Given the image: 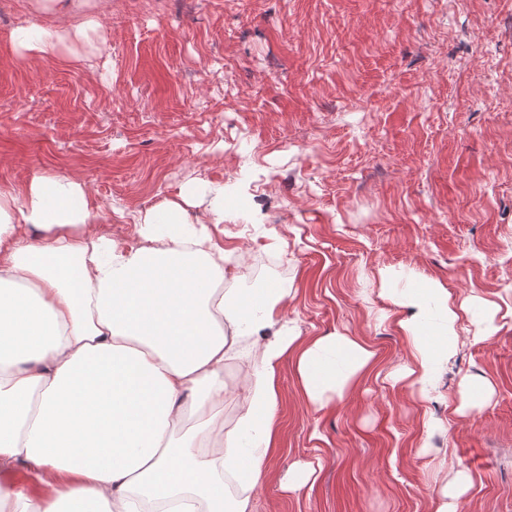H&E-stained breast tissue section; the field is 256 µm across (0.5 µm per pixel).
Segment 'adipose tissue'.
Returning a JSON list of instances; mask_svg holds the SVG:
<instances>
[{"label":"adipose tissue","mask_w":512,"mask_h":512,"mask_svg":"<svg viewBox=\"0 0 512 512\" xmlns=\"http://www.w3.org/2000/svg\"><path fill=\"white\" fill-rule=\"evenodd\" d=\"M98 0H35L50 16L12 43L37 61L102 26ZM84 181L34 171L0 189V512H254L276 449L291 366L314 410L373 373L376 352L341 333L302 336L286 287L221 288L224 189L184 187L134 213L133 240L99 233ZM406 357L391 376L431 400L458 350L461 307L430 280L388 288ZM251 356L237 384L228 363ZM464 378V416L490 401ZM240 410L224 422V402Z\"/></svg>","instance_id":"adipose-tissue-1"}]
</instances>
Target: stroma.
<instances>
[{"label":"stroma","mask_w":512,"mask_h":512,"mask_svg":"<svg viewBox=\"0 0 512 512\" xmlns=\"http://www.w3.org/2000/svg\"><path fill=\"white\" fill-rule=\"evenodd\" d=\"M47 21L0 0V186L80 177L98 231L124 240L131 212L223 184L237 206L215 239L249 254L225 286L290 282L302 335L377 352L376 375L322 411L284 368L255 512H431L434 478L459 469L474 477L460 512H512V319L477 342L475 313L420 404L385 379L406 348L379 275L512 308V0H110L99 50L28 66L11 35ZM464 375L495 394L460 419L442 399ZM296 461L319 470L294 495L280 480Z\"/></svg>","instance_id":"1"}]
</instances>
